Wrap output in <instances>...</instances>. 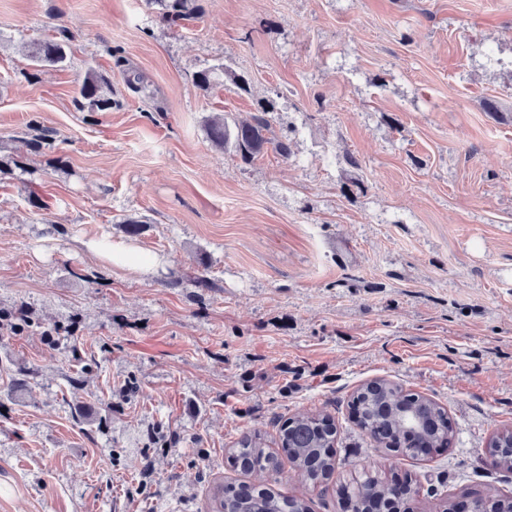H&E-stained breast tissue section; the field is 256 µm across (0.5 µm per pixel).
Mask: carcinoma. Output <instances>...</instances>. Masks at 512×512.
<instances>
[{
    "label": "carcinoma",
    "instance_id": "carcinoma-1",
    "mask_svg": "<svg viewBox=\"0 0 512 512\" xmlns=\"http://www.w3.org/2000/svg\"><path fill=\"white\" fill-rule=\"evenodd\" d=\"M159 7L158 18L170 27H181L198 18L202 6L198 0H149ZM28 56L35 70L63 67L68 60V45L54 39L30 42ZM224 67H208L194 73L192 81L201 91H209ZM74 106L80 111L104 112L112 109V85L103 74L90 71L78 84ZM270 103L258 104L256 114L248 123L229 122L225 116L207 119L206 133L211 144L221 150L233 149L244 161L262 153L265 146L283 158L291 154L287 136H267L271 132ZM357 409V424L364 434L389 451L401 450L407 436L412 435L421 448H443L454 436L448 413L437 401L425 395L407 392L386 378H376L362 384L353 396ZM338 428L327 414L298 412L285 419L278 429L270 450L259 434H245L230 453L236 467L248 473L275 474L280 458L286 457L306 480L313 483L326 480L336 470L335 447ZM494 464L512 470V429L496 432L488 444ZM355 507L361 512H380L378 505L388 502L392 512L404 508L399 497L411 498L414 488L410 481L391 485L366 472L354 486ZM215 512H311L308 501L300 496H285L269 483L252 485L227 484L214 493Z\"/></svg>",
    "mask_w": 512,
    "mask_h": 512
}]
</instances>
